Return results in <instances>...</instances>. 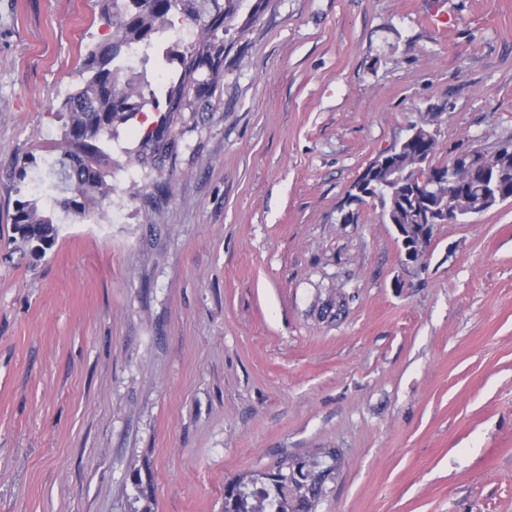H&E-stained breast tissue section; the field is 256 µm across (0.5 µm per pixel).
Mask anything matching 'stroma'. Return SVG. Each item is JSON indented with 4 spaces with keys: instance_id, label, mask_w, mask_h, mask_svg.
<instances>
[{
    "instance_id": "obj_1",
    "label": "stroma",
    "mask_w": 512,
    "mask_h": 512,
    "mask_svg": "<svg viewBox=\"0 0 512 512\" xmlns=\"http://www.w3.org/2000/svg\"><path fill=\"white\" fill-rule=\"evenodd\" d=\"M98 0H0V512H224V488L336 449L317 512H512V202L407 262L355 179L434 112L438 162L512 136V0H239L224 80L134 152L103 142L110 219L54 211L43 166ZM58 235L12 241L16 200Z\"/></svg>"
}]
</instances>
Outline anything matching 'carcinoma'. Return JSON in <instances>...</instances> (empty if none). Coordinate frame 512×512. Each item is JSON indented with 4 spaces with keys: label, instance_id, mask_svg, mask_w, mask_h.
<instances>
[{
    "label": "carcinoma",
    "instance_id": "cac0c4a2",
    "mask_svg": "<svg viewBox=\"0 0 512 512\" xmlns=\"http://www.w3.org/2000/svg\"><path fill=\"white\" fill-rule=\"evenodd\" d=\"M101 11L111 30L110 37L91 47L84 59L88 77L81 87L60 105L66 114L56 156L45 161L41 172L44 195L65 214L87 216L100 207L110 193L106 170L112 168V156L104 151V137L114 127L134 118L146 105L145 85L137 73L124 64L129 50L138 46L148 52L154 38L171 28L170 17L180 14L200 27V34L178 54L181 71L170 82L166 109L155 127L142 138L135 162L150 172L177 158V142L170 137L173 128L184 122L183 112L191 108L188 92L201 91L219 83L224 76V20L235 10V0H100ZM496 179L486 181L482 171L487 154L470 156V165L452 173L448 163L436 156L439 141L428 137L423 127L411 129L393 148L403 167L413 164L419 155L430 158L442 169L440 194L448 195L461 210L460 219L485 212L499 203V196L512 194V136L494 143ZM407 197L381 199L385 224H419V213L406 204ZM13 233L33 258H41L57 236L53 217L39 207V199L16 201L11 217ZM282 459L273 473L238 477L224 491V512H313L324 494V484L334 468L315 472L305 480L303 465H291Z\"/></svg>",
    "mask_w": 512,
    "mask_h": 512
}]
</instances>
